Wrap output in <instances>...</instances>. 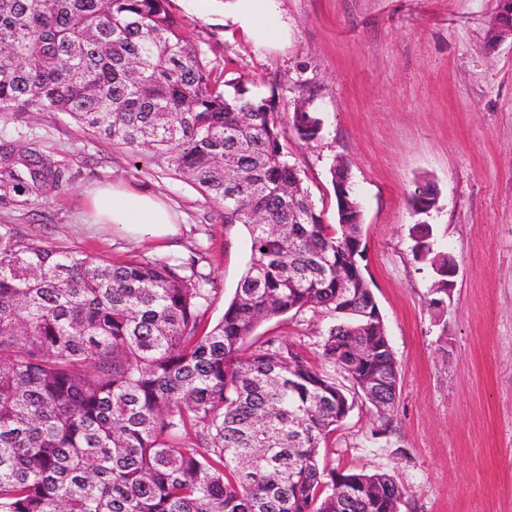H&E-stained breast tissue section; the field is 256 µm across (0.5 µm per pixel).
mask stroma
<instances>
[{
	"label": "stroma",
	"mask_w": 512,
	"mask_h": 512,
	"mask_svg": "<svg viewBox=\"0 0 512 512\" xmlns=\"http://www.w3.org/2000/svg\"><path fill=\"white\" fill-rule=\"evenodd\" d=\"M283 27L254 40L224 0H170L185 37L216 73L275 95L281 114L309 105L323 122L288 140L323 223L337 221L330 169L343 161L361 205L363 263L399 365L388 421L363 398L322 449L336 470L389 472L401 512H512V36L490 43L498 0H274ZM33 147L67 181L0 201V232L110 262L197 259L218 294L201 307L221 319L250 259L246 228L176 178L147 150L113 143L63 112L0 111V144ZM123 183L163 199L179 236L134 241L91 229L90 189ZM429 187L437 205L415 214ZM434 229L457 275L443 312L413 253L412 224ZM329 319L306 311L262 324L315 359Z\"/></svg>",
	"instance_id": "stroma-1"
}]
</instances>
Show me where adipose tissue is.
Returning a JSON list of instances; mask_svg holds the SVG:
<instances>
[{
    "label": "adipose tissue",
    "mask_w": 512,
    "mask_h": 512,
    "mask_svg": "<svg viewBox=\"0 0 512 512\" xmlns=\"http://www.w3.org/2000/svg\"><path fill=\"white\" fill-rule=\"evenodd\" d=\"M90 220L131 238H164L176 232L175 217L163 201L121 185L107 184L93 192Z\"/></svg>",
    "instance_id": "1"
}]
</instances>
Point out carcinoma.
I'll return each mask as SVG.
<instances>
[{
    "label": "carcinoma",
    "instance_id": "cac0c4a2",
    "mask_svg": "<svg viewBox=\"0 0 512 512\" xmlns=\"http://www.w3.org/2000/svg\"><path fill=\"white\" fill-rule=\"evenodd\" d=\"M66 112L143 147L224 205L250 260L211 328L214 288L178 260L116 265L0 232V512H393L405 490L383 471L328 470L321 449L352 409L350 382L387 421L399 366L360 258L356 197L333 183L324 224L288 133L312 140L317 113L283 121L275 95L214 74L169 0H0V111ZM34 148L0 146V198L57 188ZM436 202L412 195L417 213ZM265 223L257 224L254 214ZM416 259L448 268L432 227ZM332 319L313 363L266 320Z\"/></svg>",
    "mask_w": 512,
    "mask_h": 512
}]
</instances>
